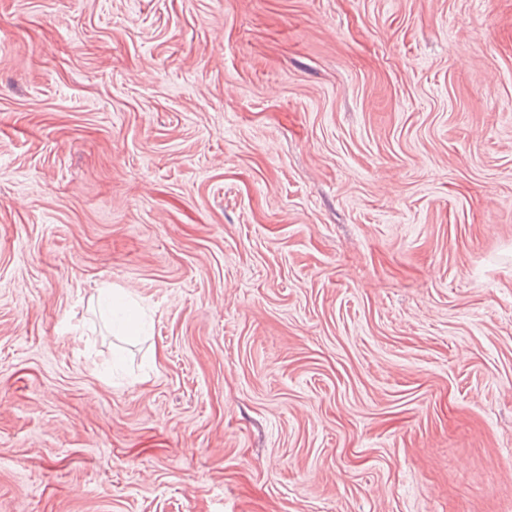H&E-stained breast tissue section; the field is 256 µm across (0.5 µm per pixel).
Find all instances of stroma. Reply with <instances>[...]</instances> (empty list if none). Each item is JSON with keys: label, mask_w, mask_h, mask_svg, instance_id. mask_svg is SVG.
<instances>
[{"label": "stroma", "mask_w": 512, "mask_h": 512, "mask_svg": "<svg viewBox=\"0 0 512 512\" xmlns=\"http://www.w3.org/2000/svg\"><path fill=\"white\" fill-rule=\"evenodd\" d=\"M0 512H512V0H0Z\"/></svg>", "instance_id": "1"}]
</instances>
